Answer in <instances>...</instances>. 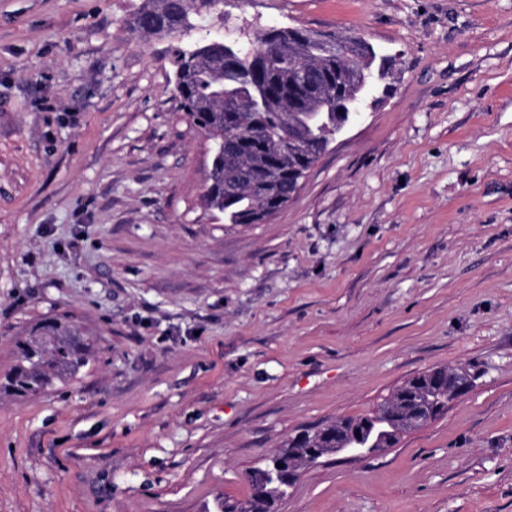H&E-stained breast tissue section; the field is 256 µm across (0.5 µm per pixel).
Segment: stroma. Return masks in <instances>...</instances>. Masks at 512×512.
Masks as SVG:
<instances>
[{
  "label": "stroma",
  "instance_id": "obj_1",
  "mask_svg": "<svg viewBox=\"0 0 512 512\" xmlns=\"http://www.w3.org/2000/svg\"><path fill=\"white\" fill-rule=\"evenodd\" d=\"M142 0H0V374L76 316L74 378L0 396V512H200L296 430L470 370L447 414L306 469L280 512H512V0H224L227 38L393 57L287 206L228 224Z\"/></svg>",
  "mask_w": 512,
  "mask_h": 512
}]
</instances>
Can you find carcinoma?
<instances>
[{
    "mask_svg": "<svg viewBox=\"0 0 512 512\" xmlns=\"http://www.w3.org/2000/svg\"><path fill=\"white\" fill-rule=\"evenodd\" d=\"M224 0H143L130 28L143 37L190 32L198 21L224 19ZM173 94L189 121L208 138L224 141L214 153L202 194L206 208L228 224H260L297 194L304 172L349 122L352 109L378 86L391 59L354 34L279 27L244 43L208 35L172 52ZM83 328L68 317L49 316L18 342L14 365L0 376V395L37 396L77 375L90 360ZM407 400L438 418L455 395L434 383L429 371L398 386L374 411L325 424L329 440L301 428L271 456L305 470L308 448H391L410 432L382 407ZM288 484L251 485L243 501L218 499L203 512H278Z\"/></svg>",
    "mask_w": 512,
    "mask_h": 512,
    "instance_id": "1",
    "label": "carcinoma"
}]
</instances>
